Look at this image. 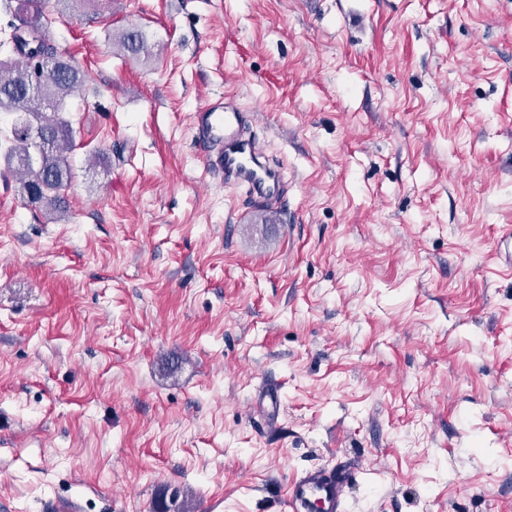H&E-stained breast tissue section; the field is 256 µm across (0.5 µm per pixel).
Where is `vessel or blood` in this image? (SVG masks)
I'll return each mask as SVG.
<instances>
[{
	"mask_svg": "<svg viewBox=\"0 0 512 512\" xmlns=\"http://www.w3.org/2000/svg\"><path fill=\"white\" fill-rule=\"evenodd\" d=\"M255 124L253 113L234 101H208L194 114L193 133L203 169L243 186L251 202L269 212L281 207L287 186L281 170L262 158L251 132ZM358 474L353 465L305 470L288 484L291 512H343L346 491Z\"/></svg>",
	"mask_w": 512,
	"mask_h": 512,
	"instance_id": "1",
	"label": "vessel or blood"
}]
</instances>
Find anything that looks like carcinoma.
<instances>
[{
  "instance_id": "carcinoma-1",
  "label": "carcinoma",
  "mask_w": 512,
  "mask_h": 512,
  "mask_svg": "<svg viewBox=\"0 0 512 512\" xmlns=\"http://www.w3.org/2000/svg\"><path fill=\"white\" fill-rule=\"evenodd\" d=\"M67 10L75 0H20L37 50L44 58L36 71L28 43L16 47L18 58L0 61V112L16 115L10 134L5 137V160L17 175L28 201L51 214H63L64 191L73 172L71 155L75 150L72 124L65 117L68 100L82 88L87 75L58 54L49 35V4ZM121 52L138 56L145 50L142 32L126 29L111 36Z\"/></svg>"
}]
</instances>
